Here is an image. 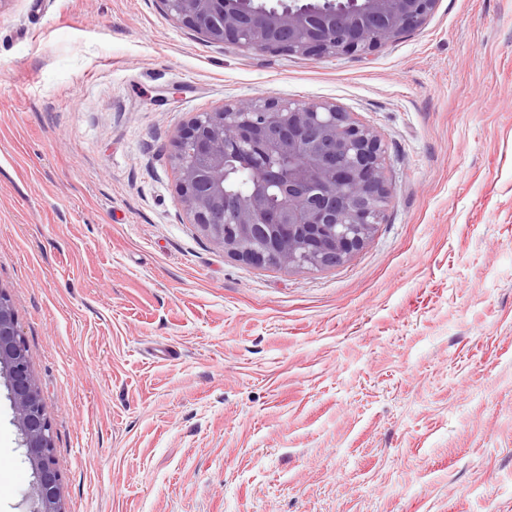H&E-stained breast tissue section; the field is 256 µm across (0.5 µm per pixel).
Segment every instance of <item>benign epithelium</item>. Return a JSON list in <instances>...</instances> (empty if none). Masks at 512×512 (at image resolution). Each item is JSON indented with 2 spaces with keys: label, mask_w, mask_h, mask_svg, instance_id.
<instances>
[{
  "label": "benign epithelium",
  "mask_w": 512,
  "mask_h": 512,
  "mask_svg": "<svg viewBox=\"0 0 512 512\" xmlns=\"http://www.w3.org/2000/svg\"><path fill=\"white\" fill-rule=\"evenodd\" d=\"M206 41L253 53L363 55L423 27L438 0H161ZM179 203L241 261L284 269L345 263L391 204L386 151L338 105L265 96L200 112L172 141ZM246 170L247 192L234 188ZM5 379L35 477L34 512H65L51 423L10 301L0 293Z\"/></svg>",
  "instance_id": "obj_1"
}]
</instances>
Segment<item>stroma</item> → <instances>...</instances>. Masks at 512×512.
Wrapping results in <instances>:
<instances>
[{
    "mask_svg": "<svg viewBox=\"0 0 512 512\" xmlns=\"http://www.w3.org/2000/svg\"><path fill=\"white\" fill-rule=\"evenodd\" d=\"M267 95L383 139L342 266L240 261L179 204L177 130ZM0 290L67 512H512V0L330 58L160 0H0ZM32 481L0 387V512Z\"/></svg>",
    "mask_w": 512,
    "mask_h": 512,
    "instance_id": "stroma-1",
    "label": "stroma"
}]
</instances>
